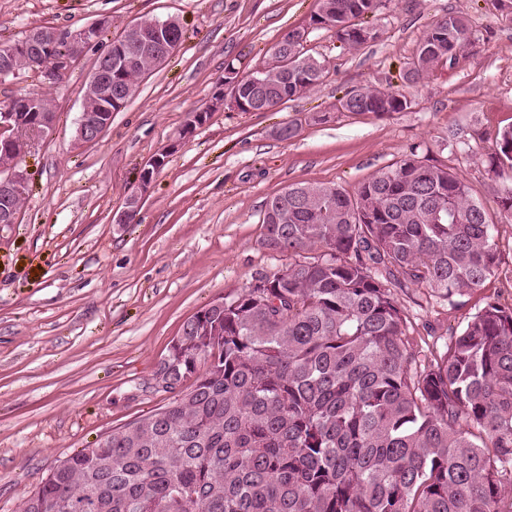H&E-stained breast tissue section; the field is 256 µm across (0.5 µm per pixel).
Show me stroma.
Listing matches in <instances>:
<instances>
[{
  "instance_id": "obj_1",
  "label": "stroma",
  "mask_w": 512,
  "mask_h": 512,
  "mask_svg": "<svg viewBox=\"0 0 512 512\" xmlns=\"http://www.w3.org/2000/svg\"><path fill=\"white\" fill-rule=\"evenodd\" d=\"M317 10L318 0H0V42L38 26L106 22L62 83L31 70L0 82V101L42 95L57 115L20 163L28 192L17 223L0 224V512H20L61 461L165 405L157 371L186 320L288 265V254L261 245L274 195L298 183L352 191L414 151L454 168L498 212L502 178L487 157L497 131L512 126V22L497 0H382L364 18L379 36L359 48L311 26ZM449 13L466 17L468 45L454 64L407 81L420 37ZM170 17L183 30L178 50L98 142L76 144L103 46L131 24ZM293 29L306 30L305 53L326 65L319 86L271 112L221 108L186 133L227 67L242 76L262 68ZM360 87L403 93L411 105L338 111ZM286 124L298 133L279 139ZM159 154L165 164L135 220L113 223ZM498 224V270L481 290L451 303L399 293L422 349L442 348L486 300L512 305V218Z\"/></svg>"
}]
</instances>
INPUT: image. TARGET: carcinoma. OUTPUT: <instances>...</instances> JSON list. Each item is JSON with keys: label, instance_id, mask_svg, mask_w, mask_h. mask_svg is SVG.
<instances>
[{"label": "carcinoma", "instance_id": "cac0c4a2", "mask_svg": "<svg viewBox=\"0 0 512 512\" xmlns=\"http://www.w3.org/2000/svg\"><path fill=\"white\" fill-rule=\"evenodd\" d=\"M380 0H319L312 21L350 47ZM468 22L449 13L407 63L417 83L455 62ZM275 46L272 91L292 100L325 65ZM158 67L140 54L128 96ZM238 96L258 95L253 75ZM35 122L48 98H14ZM348 112L409 108L399 92L350 91ZM489 167L512 170V126ZM308 204L266 202L262 246L294 257L221 310L190 317L167 360L188 391L63 460L22 512H512V306L488 301L441 350L424 354L396 290L453 301L498 268V230L453 168L411 152L354 192L305 184ZM512 217V182L497 190Z\"/></svg>", "mask_w": 512, "mask_h": 512}]
</instances>
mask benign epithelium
I'll return each instance as SVG.
<instances>
[{
  "instance_id": "1",
  "label": "benign epithelium",
  "mask_w": 512,
  "mask_h": 512,
  "mask_svg": "<svg viewBox=\"0 0 512 512\" xmlns=\"http://www.w3.org/2000/svg\"><path fill=\"white\" fill-rule=\"evenodd\" d=\"M171 21L155 20L152 22H136L132 24L133 37L139 48L152 54L157 62H165L177 49L180 41L173 39L171 35H163L169 28ZM105 22L97 21L88 25L77 27L66 32H59L53 27L42 26L33 28L24 39L25 56L35 59L42 54V48L46 39H64L68 44L76 48H88L95 44L100 37ZM69 67V60L60 57L32 63V69L38 71L49 84H55L60 76ZM127 70L126 58L112 57V54L102 55L94 67L88 81L89 88L97 95L108 101L118 103L125 98L126 86L120 81L112 80V72ZM236 81L224 79L220 83L215 107L228 105L237 108L238 95L232 93L224 95V87H233ZM112 124V113L102 112L91 105L88 96H83L82 112L77 127V140L81 143H94L98 141ZM18 116L13 107L8 105L0 109V170L7 176L0 179V200L4 202L0 210V224H14L17 214L10 206V202L16 197L26 194L27 185L24 175L17 170L18 162L28 152L29 142L16 139ZM164 164V158L160 155L148 162L141 175V184L138 190L130 193L124 200L122 210L113 216V223L128 224L138 214L143 202L142 193L151 183L154 174Z\"/></svg>"
}]
</instances>
